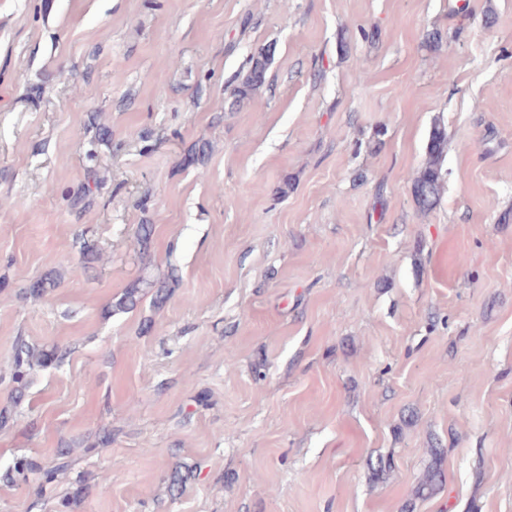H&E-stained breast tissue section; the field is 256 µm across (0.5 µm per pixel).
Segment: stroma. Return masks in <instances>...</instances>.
Wrapping results in <instances>:
<instances>
[{"label": "stroma", "instance_id": "stroma-1", "mask_svg": "<svg viewBox=\"0 0 512 512\" xmlns=\"http://www.w3.org/2000/svg\"><path fill=\"white\" fill-rule=\"evenodd\" d=\"M172 265L163 309L109 312ZM19 335L70 353L34 372L0 470L112 443L46 489L0 484V512H59L78 481L75 512H512V0H0V407ZM435 443L443 486L414 500ZM270 63L269 51H261L256 57H253L247 74L230 91L231 107L248 100L253 92L266 82ZM448 133L441 121H435L429 131L425 147V162L410 178L411 190L417 207L431 210L439 201L445 174L442 167ZM61 276L55 271H50L41 277L33 279L26 288L23 289L22 297L26 300H41L57 288L60 284Z\"/></svg>", "mask_w": 512, "mask_h": 512}]
</instances>
